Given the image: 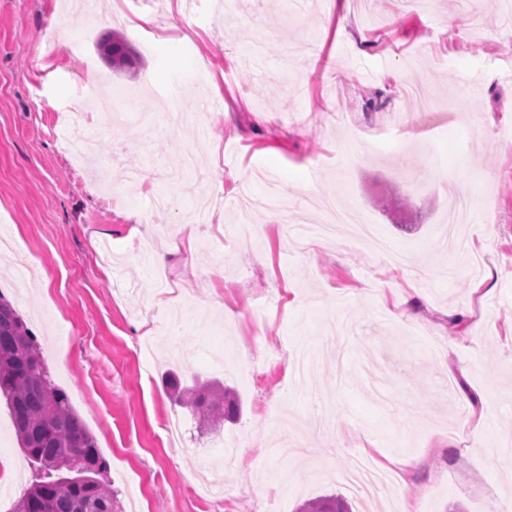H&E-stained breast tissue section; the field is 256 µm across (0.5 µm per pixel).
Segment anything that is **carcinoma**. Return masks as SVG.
Returning <instances> with one entry per match:
<instances>
[{"instance_id": "carcinoma-1", "label": "carcinoma", "mask_w": 512, "mask_h": 512, "mask_svg": "<svg viewBox=\"0 0 512 512\" xmlns=\"http://www.w3.org/2000/svg\"><path fill=\"white\" fill-rule=\"evenodd\" d=\"M97 49L117 69L135 63L122 36L113 34ZM187 407L212 430L239 415L231 392L218 397L206 387L188 390ZM0 397L27 458L42 472L16 502L13 512H123L100 478L105 461L95 436L51 379L48 366L15 308L0 294ZM298 512H350L347 501L325 496L303 503Z\"/></svg>"}]
</instances>
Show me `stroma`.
Returning <instances> with one entry per match:
<instances>
[{
  "label": "stroma",
  "instance_id": "1",
  "mask_svg": "<svg viewBox=\"0 0 512 512\" xmlns=\"http://www.w3.org/2000/svg\"><path fill=\"white\" fill-rule=\"evenodd\" d=\"M103 0L95 16L68 0H0V294L35 336L52 379L97 439L105 479L139 512H295L339 494L353 512H512V25L493 0H263L243 22L220 0ZM155 27L132 38L139 16ZM68 37H60L61 25ZM346 35H338L339 26ZM128 37L135 68L111 70L97 40ZM100 79L88 83L87 72ZM216 79L199 91L190 75ZM129 91L127 111L164 124L165 95L208 102L219 122L150 138L113 123L98 153L149 190L106 200L95 160L76 163L65 113L87 89ZM285 188L292 225L318 223L326 197L355 213L341 243L302 249L276 215L250 229L214 211L238 182ZM475 205L440 247L449 189ZM414 258L401 267L356 235ZM185 316L183 384L217 379L239 421L200 429L166 392V319ZM467 312L453 328L452 315ZM456 348H449V341ZM483 393L484 427L468 399ZM180 417L184 459L164 422ZM0 479L12 512L32 480L0 399ZM425 463L397 470L395 498L339 482L352 454Z\"/></svg>",
  "mask_w": 512,
  "mask_h": 512
}]
</instances>
